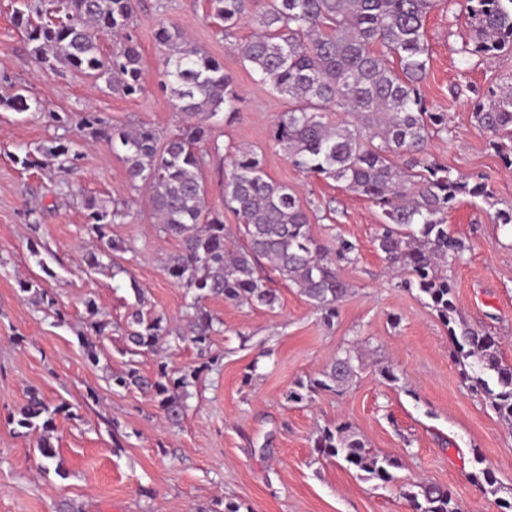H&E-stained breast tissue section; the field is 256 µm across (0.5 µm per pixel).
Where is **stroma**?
Here are the masks:
<instances>
[{
  "instance_id": "stroma-1",
  "label": "stroma",
  "mask_w": 512,
  "mask_h": 512,
  "mask_svg": "<svg viewBox=\"0 0 512 512\" xmlns=\"http://www.w3.org/2000/svg\"><path fill=\"white\" fill-rule=\"evenodd\" d=\"M15 6L16 0H0V98L23 87L44 109L0 107V512H56L64 502L74 512H222L229 501L241 512H409L399 484L420 478L451 489L464 512H499L497 498L512 497V425L472 393L427 298L390 273L373 243L379 208L343 184L298 171L272 141V124L288 100L235 49L256 26L245 22L227 39L208 18L207 0H138L134 25L145 90L125 97L81 72L45 74L15 24ZM163 23L223 60L241 97L234 122L213 124L215 149L202 171L209 206L222 208L231 151L248 147L262 154L273 180L297 191L316 238L331 247L340 237L359 246L358 261L339 266L350 290L331 324L275 272V308L204 300L220 321L209 345L219 364L209 370L176 336L187 299L163 265L178 252L177 239L159 231L144 191L131 189L121 150L92 139L80 123L93 111L111 126L146 123L164 136L184 124L185 115L157 85L164 55L155 31ZM426 35L430 62L422 91L430 109L448 115L447 133L433 137L429 151L456 175L491 174L497 200L492 207L465 199L445 218L451 233L472 244L448 269L457 319L497 336L503 359L512 363V232L495 219L497 209L512 204V168L475 128L469 101L470 89L512 86V54L475 58L462 70L460 50L471 40L462 0H444L432 11ZM53 111L68 114V122L54 123ZM55 138L78 151L73 165L62 171L43 161L22 165L25 153ZM130 197L133 218L105 229L129 247L121 258L126 273L89 269L87 201L108 207ZM133 280L147 306L171 320L164 348L172 366L201 371L175 426L161 419L150 396L110 384L112 372L127 366L149 377L157 368V356L131 353L125 342ZM23 281L33 290L21 291ZM103 318L112 332L94 363L83 338ZM352 345L364 368L348 386L306 404L286 401L296 380L320 376ZM388 366L396 381L383 379ZM33 391L65 407L50 439L59 475L39 471L40 431L16 424ZM339 422L372 451L401 458L396 482L381 483L315 452L318 429ZM477 454L491 464L499 496L474 485Z\"/></svg>"
}]
</instances>
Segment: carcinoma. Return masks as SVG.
Masks as SVG:
<instances>
[{
  "label": "carcinoma",
  "instance_id": "obj_1",
  "mask_svg": "<svg viewBox=\"0 0 512 512\" xmlns=\"http://www.w3.org/2000/svg\"><path fill=\"white\" fill-rule=\"evenodd\" d=\"M261 3V9L253 6ZM441 0H208L209 16L222 23L229 36L245 19L260 30L240 46V53L261 79L289 98L288 111L273 124V139L299 171L345 184L381 210L374 242L391 268L410 272L415 287L448 326L464 359H472L471 389L484 396L503 419L512 421V364L503 361L497 337L468 326L455 328L454 284L448 267L469 250L464 239L448 232L444 215L463 197L494 205L491 175L474 181L455 176L428 151L430 139L448 132V113L431 111L421 93L429 63L426 19ZM471 42L461 49L467 60L512 53V0H464ZM136 0H19L14 9L30 51L47 72L65 69L87 72L106 82L109 90L133 97L144 91V72L133 21ZM119 35L109 54L104 37ZM156 41L164 48L161 88L177 102L190 121L178 132L161 136L141 124L114 128L97 112H86L83 126L93 139L120 145L131 187L145 185L159 217L162 233L180 241L164 273L192 298L185 315L183 339L205 353L215 317L202 305L222 296L239 305L274 308L276 291L261 275L266 260L282 279L297 286L319 318L329 324L350 285L337 270L342 260H358L356 243L339 238L332 250L310 233L309 214L294 189L267 175L253 150L230 155L224 182V208L240 219L237 241L228 238L224 214L208 206L201 170L204 145L213 131L208 121L224 114L230 123L238 114L239 94L223 61L191 46L176 26L161 25ZM473 119L505 167H512V91L473 90ZM15 112H40L36 97L17 92L0 99ZM339 115L336 121L329 113ZM508 142H503V139ZM43 157L66 168L69 147L50 140L37 148ZM135 199L112 202V208L90 200L88 234L97 249L84 255L91 269L110 259L112 275L127 272L117 254L130 251L125 241L108 238V224H122ZM136 305L128 315L125 340L137 351L157 353L172 332L163 313L143 311L144 292L130 279ZM358 357L340 352L319 377L299 379L286 398L307 403L321 391H336L357 376ZM199 370L175 371L158 362L156 376H142L130 367L112 374V384L137 388L151 396L164 420L178 424L185 416L188 388ZM65 409L50 408L31 395L21 409L18 425L42 430L38 443L40 468L56 465L50 443L54 416ZM314 447L327 459L343 461L383 483L395 480L399 458L366 447L347 423L317 432ZM474 482L485 492L498 493L497 479L485 458L476 454ZM401 495L414 512H461L453 493L426 480L401 486Z\"/></svg>",
  "mask_w": 512,
  "mask_h": 512
}]
</instances>
